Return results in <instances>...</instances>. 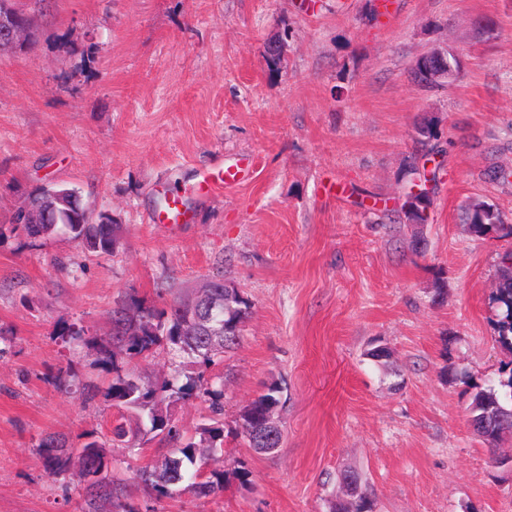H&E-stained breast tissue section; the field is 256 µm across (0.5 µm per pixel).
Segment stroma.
Returning a JSON list of instances; mask_svg holds the SVG:
<instances>
[{"label": "stroma", "mask_w": 512, "mask_h": 512, "mask_svg": "<svg viewBox=\"0 0 512 512\" xmlns=\"http://www.w3.org/2000/svg\"><path fill=\"white\" fill-rule=\"evenodd\" d=\"M34 44L0 56V225L38 186L77 189L118 224L112 253L68 235H0V512H80L82 463L48 476L49 433L106 438L103 397L60 389L57 369L108 373L63 329L109 332L129 293H190L213 277L252 309L221 365L159 348L118 354L143 381L204 375L224 392L220 492L136 485L167 454L109 448L122 505L137 512H329L357 470L374 512H512V473L469 424L471 385L512 364L492 290L512 238L478 237L464 206L512 224V0H16ZM282 37L280 61L268 41ZM452 49L459 69L428 89L410 68ZM437 120L441 169L423 224L400 214L416 124ZM250 162L247 181L205 196L201 170ZM501 171L499 179L489 170ZM185 224H151L164 192ZM385 345L390 358L367 357ZM283 442L249 448L243 411L270 383Z\"/></svg>", "instance_id": "stroma-1"}]
</instances>
